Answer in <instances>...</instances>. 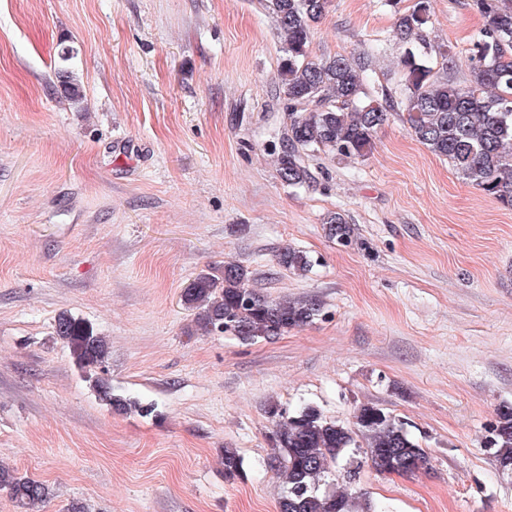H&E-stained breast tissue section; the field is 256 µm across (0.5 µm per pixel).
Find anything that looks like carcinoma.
<instances>
[{"instance_id": "carcinoma-1", "label": "carcinoma", "mask_w": 512, "mask_h": 512, "mask_svg": "<svg viewBox=\"0 0 512 512\" xmlns=\"http://www.w3.org/2000/svg\"><path fill=\"white\" fill-rule=\"evenodd\" d=\"M331 0H260L283 38L278 66L283 123L282 140L288 148L278 154L276 175L282 185L300 188L312 179L310 162L332 155L359 160L368 155L378 131L396 105L411 134L448 164L467 184L512 209V0H474L486 25L472 37L469 78L450 81L425 62L435 54L451 61L443 45L427 43L423 35L430 19L429 0H416L412 8L395 12L392 37L406 48L398 66L403 75L400 100L379 102L366 90L361 69L339 54L318 57L310 50L317 24ZM57 78L69 98L82 99L73 71L63 67ZM329 235L336 243H352L354 229L344 214L328 217ZM278 263L298 275L310 272L315 261L290 247ZM188 307L197 310V326L217 330L243 344L273 340L313 322L321 303L308 297H271L253 287L248 270L236 261L199 274L183 293ZM55 333L70 344L81 363L100 366L108 356V343L87 333L69 315L58 317ZM93 388L117 413L155 411L154 404L112 394L97 377ZM273 428L272 453L266 467L283 480L286 490L279 512H358V496L350 484L367 465L386 474L399 458L418 470L428 464V452L407 429V423L386 409L363 404L353 421L344 424L326 417L313 404L287 411L268 407ZM494 461L512 472V407L500 412L493 428ZM243 458L235 448L224 449V477L243 475ZM7 490L21 512H39L49 495L40 481L20 476L0 465V490Z\"/></svg>"}]
</instances>
